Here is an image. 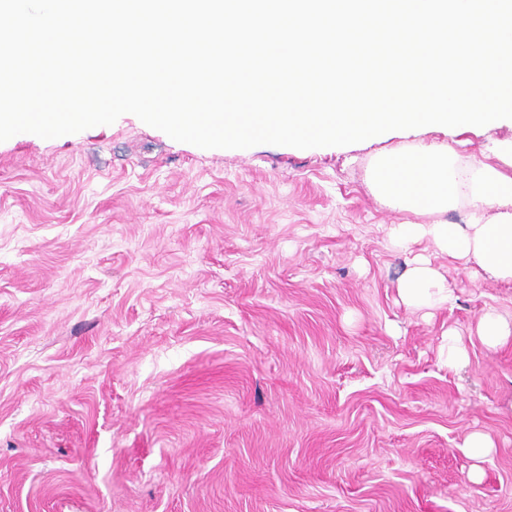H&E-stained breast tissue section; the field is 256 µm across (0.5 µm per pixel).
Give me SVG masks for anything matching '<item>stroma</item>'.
I'll list each match as a JSON object with an SVG mask.
<instances>
[{"label":"stroma","mask_w":512,"mask_h":512,"mask_svg":"<svg viewBox=\"0 0 512 512\" xmlns=\"http://www.w3.org/2000/svg\"><path fill=\"white\" fill-rule=\"evenodd\" d=\"M510 141L203 149L126 113L0 142V512H512V341L476 334L512 285L423 241L453 299L408 308L390 225L471 210L398 211L371 178L390 151L496 166Z\"/></svg>","instance_id":"stroma-1"}]
</instances>
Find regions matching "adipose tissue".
Instances as JSON below:
<instances>
[{"label": "adipose tissue", "mask_w": 512, "mask_h": 512, "mask_svg": "<svg viewBox=\"0 0 512 512\" xmlns=\"http://www.w3.org/2000/svg\"><path fill=\"white\" fill-rule=\"evenodd\" d=\"M380 193L399 209L440 211L460 202L472 208L469 224H396L398 247L430 239L450 262L476 265L512 283V176L483 162L460 168L454 148H412L380 157L373 169ZM402 301L416 310L447 304V279L426 260L414 258L398 284Z\"/></svg>", "instance_id": "adipose-tissue-1"}]
</instances>
